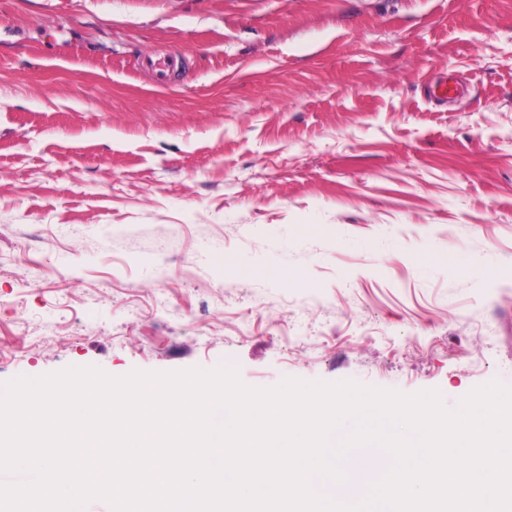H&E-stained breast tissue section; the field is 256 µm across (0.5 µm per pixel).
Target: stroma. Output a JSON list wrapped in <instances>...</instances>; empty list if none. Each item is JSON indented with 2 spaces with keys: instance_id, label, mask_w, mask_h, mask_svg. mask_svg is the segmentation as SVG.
Returning a JSON list of instances; mask_svg holds the SVG:
<instances>
[{
  "instance_id": "1",
  "label": "stroma",
  "mask_w": 512,
  "mask_h": 512,
  "mask_svg": "<svg viewBox=\"0 0 512 512\" xmlns=\"http://www.w3.org/2000/svg\"><path fill=\"white\" fill-rule=\"evenodd\" d=\"M221 364L512 382V0H0V382ZM143 65L154 74L158 83L166 84L180 68V58L175 54L162 57L147 56L143 60Z\"/></svg>"
}]
</instances>
